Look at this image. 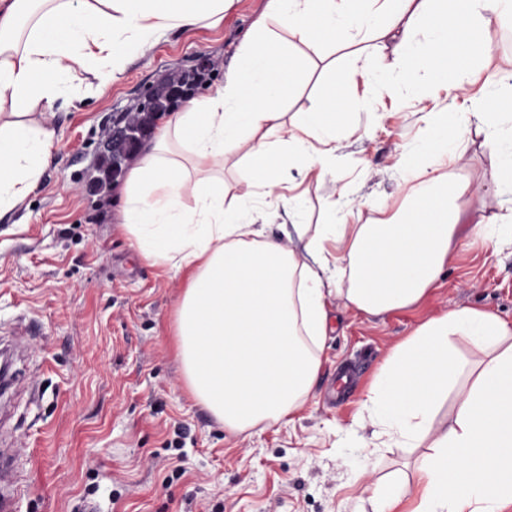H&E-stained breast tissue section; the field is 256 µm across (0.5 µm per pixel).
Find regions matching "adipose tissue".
Listing matches in <instances>:
<instances>
[{"mask_svg": "<svg viewBox=\"0 0 512 512\" xmlns=\"http://www.w3.org/2000/svg\"><path fill=\"white\" fill-rule=\"evenodd\" d=\"M35 0H0V211L37 185L54 132L31 119L53 104L60 76L85 71L104 90L125 58L168 30L219 23L233 0H36L27 30L18 18ZM271 12L313 54L353 46L352 27L392 38L404 80L425 73L447 91L468 63L486 56L491 32L512 0H270ZM425 41H417L418 30ZM303 80L286 42L261 33L244 42L224 85L166 116L121 188L120 222L141 254L189 272L175 311L185 381L225 429L244 433L288 419L309 396L328 332L326 297L339 285L345 306L381 315L419 302L445 270L464 233L453 204L464 182L444 187L469 132L459 118L436 128L432 177L414 186L407 214L378 224H298L295 251L255 223L258 193L274 196L288 162L323 178L344 115L341 80L314 107L282 105ZM248 176L224 192V159ZM482 351L465 363L455 338ZM453 395L448 424L436 412ZM367 402L384 434L430 440L413 479L374 485L372 512H392L408 482L415 512H506L512 506V322L463 307L420 325L386 359Z\"/></svg>", "mask_w": 512, "mask_h": 512, "instance_id": "adipose-tissue-1", "label": "adipose tissue"}]
</instances>
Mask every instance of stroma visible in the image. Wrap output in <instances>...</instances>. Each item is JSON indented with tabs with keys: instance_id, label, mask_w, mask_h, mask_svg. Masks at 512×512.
I'll return each instance as SVG.
<instances>
[{
	"instance_id": "stroma-1",
	"label": "stroma",
	"mask_w": 512,
	"mask_h": 512,
	"mask_svg": "<svg viewBox=\"0 0 512 512\" xmlns=\"http://www.w3.org/2000/svg\"><path fill=\"white\" fill-rule=\"evenodd\" d=\"M267 5L233 0L217 26L162 35L129 57L102 94L88 92L84 72L62 82L49 164L0 217V346L13 353L12 387L0 396V449L21 458L18 512H368L367 485L413 472L424 453L366 423L382 362L419 325L457 308L512 320V246L464 236L412 306L372 316L327 298L321 366L292 421L235 434L195 400L174 331L187 273L145 259L119 224L117 204L93 186L113 115L168 73L205 56L216 63L208 85L223 83L244 37L263 22L304 60L286 112L308 109L332 75L345 79L350 105L327 175L290 174L292 194L306 200L301 223L393 216L427 165L434 120L463 114L470 131L451 177L475 194L461 198V208L488 217L512 211V188L493 180L498 155L479 114L512 71V19L496 26L464 95L432 83L392 95L368 78L391 60L388 42H357L355 63L339 48L320 58L266 19Z\"/></svg>"
}]
</instances>
